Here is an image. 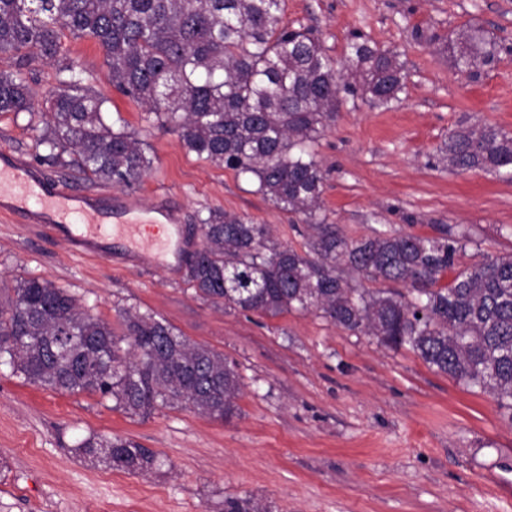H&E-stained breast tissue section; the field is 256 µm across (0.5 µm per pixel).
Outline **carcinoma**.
Segmentation results:
<instances>
[{"instance_id": "obj_1", "label": "carcinoma", "mask_w": 512, "mask_h": 512, "mask_svg": "<svg viewBox=\"0 0 512 512\" xmlns=\"http://www.w3.org/2000/svg\"><path fill=\"white\" fill-rule=\"evenodd\" d=\"M285 0H0V112H38L24 69L34 61L66 77L48 93L37 146L89 179L132 187L153 159L133 133L109 123L107 98L85 83L62 38L95 40L112 88L172 127L182 144L254 179L276 207L303 217L306 251L279 243L266 224L215 209L200 219L203 247L188 255L187 283L226 310L278 316L316 311L345 330L406 348L436 371L493 395L512 416V255L458 269L453 236L345 237L328 223L322 171L309 147L336 118L341 93L370 106L400 100L398 54L361 37L338 62L310 30L282 24ZM512 45L479 30L460 35L456 66L476 76ZM69 159H63V155ZM457 171L512 174V136L490 124L461 126L437 149ZM344 265L410 287L355 288ZM448 283H442L445 276ZM0 300V359L40 387L94 393L114 409L147 416L187 406L239 416L235 361L190 341L155 314L119 310L118 327L84 310L67 290L23 278ZM78 450L131 473L156 454L120 437L90 436ZM224 512H269L227 497Z\"/></svg>"}]
</instances>
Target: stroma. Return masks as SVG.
<instances>
[{"label": "stroma", "instance_id": "stroma-1", "mask_svg": "<svg viewBox=\"0 0 512 512\" xmlns=\"http://www.w3.org/2000/svg\"><path fill=\"white\" fill-rule=\"evenodd\" d=\"M283 19L311 29L342 58L354 36L395 49L407 82L400 102L346 105L314 145L331 223L350 238L378 233L465 234L455 261L471 267L512 253V177L458 172L436 149L460 122L512 136V55L471 77L450 39L470 26L512 42V0H285ZM71 58L107 97L153 166L131 187L140 207L171 196L199 235L211 209L270 225L304 251L301 219L252 181L189 152L176 133L107 84L94 40L65 36ZM39 114H0V149L67 188L116 193L35 145ZM39 277L92 314L116 322L133 307L234 360L240 416L225 422L187 408L131 417L111 402L26 382L0 365V512H224L254 496L270 512H512V416L494 398L316 313L224 312L198 298L183 271L146 269L121 254L86 257L43 224L0 216V279ZM120 437L152 449L145 476L89 459L77 444Z\"/></svg>", "mask_w": 512, "mask_h": 512}]
</instances>
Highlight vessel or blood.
<instances>
[{
    "instance_id": "1",
    "label": "vessel or blood",
    "mask_w": 512,
    "mask_h": 512,
    "mask_svg": "<svg viewBox=\"0 0 512 512\" xmlns=\"http://www.w3.org/2000/svg\"><path fill=\"white\" fill-rule=\"evenodd\" d=\"M137 211L126 196L106 208L89 196L64 191L32 162L0 150L1 215L21 214L27 223L48 225L85 255H104L112 238L122 236L145 266L169 268L171 260L181 259L188 248L181 226L170 224L164 238L143 235L141 222L133 218Z\"/></svg>"
}]
</instances>
